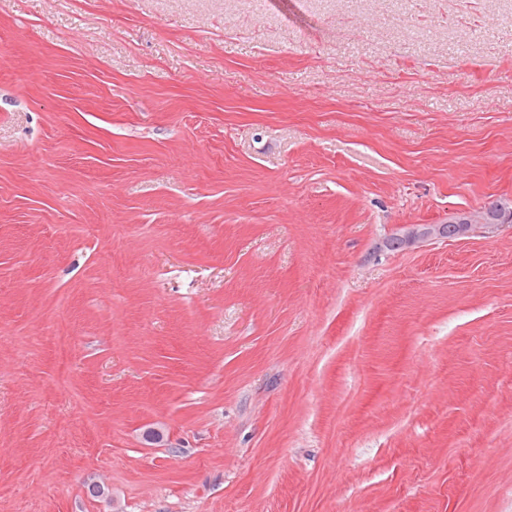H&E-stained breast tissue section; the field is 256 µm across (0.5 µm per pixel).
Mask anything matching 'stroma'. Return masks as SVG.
Returning a JSON list of instances; mask_svg holds the SVG:
<instances>
[{"instance_id": "35a3bbf8", "label": "stroma", "mask_w": 512, "mask_h": 512, "mask_svg": "<svg viewBox=\"0 0 512 512\" xmlns=\"http://www.w3.org/2000/svg\"><path fill=\"white\" fill-rule=\"evenodd\" d=\"M503 199L512 0H0V512H512ZM411 236L431 237L435 235L448 237H461L468 235L472 230V224H421Z\"/></svg>"}]
</instances>
